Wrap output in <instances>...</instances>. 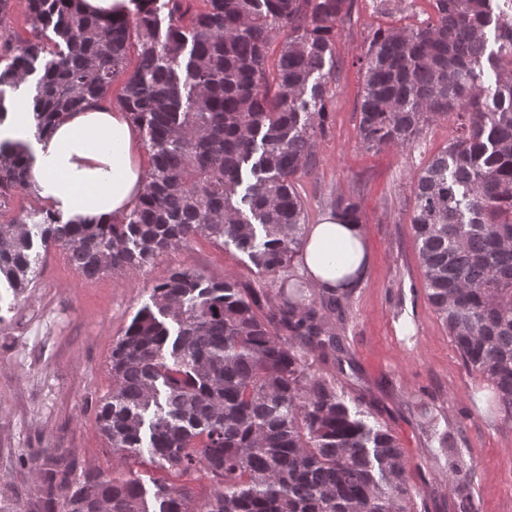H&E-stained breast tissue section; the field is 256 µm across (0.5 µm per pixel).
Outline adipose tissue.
<instances>
[{"instance_id":"1","label":"adipose tissue","mask_w":512,"mask_h":512,"mask_svg":"<svg viewBox=\"0 0 512 512\" xmlns=\"http://www.w3.org/2000/svg\"><path fill=\"white\" fill-rule=\"evenodd\" d=\"M32 151L31 191L64 219L119 220L145 192L138 130L126 112L95 105L71 112ZM301 254L305 278L331 290L362 287L371 264L362 225L333 212L310 225Z\"/></svg>"}]
</instances>
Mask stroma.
I'll return each instance as SVG.
<instances>
[{
	"instance_id": "35a3bbf8",
	"label": "stroma",
	"mask_w": 512,
	"mask_h": 512,
	"mask_svg": "<svg viewBox=\"0 0 512 512\" xmlns=\"http://www.w3.org/2000/svg\"><path fill=\"white\" fill-rule=\"evenodd\" d=\"M431 12L429 0H407L401 13L382 10L379 0H355L351 16L336 29L340 69L327 87L328 132L317 141L316 168L295 186L310 224L328 211L330 198H356L372 266L338 326L355 373L341 376L328 362L315 367L335 378L348 399L371 401L376 419L402 443L426 512H448L449 490L437 476L440 450L423 428L420 402L471 463L475 512H512V418L504 416L493 385L465 368L428 304L411 227L416 176L455 135L456 118L430 123L411 147L369 150L357 136V59L365 35L425 20ZM186 267L216 281H258L246 254L202 236L140 272L94 280L74 269L57 246L42 253L28 298L0 284V512H42L40 468L60 455L73 476L136 478L152 495L161 475L157 465L145 451L134 459L114 454L96 409L112 390L113 344L149 303L153 287Z\"/></svg>"
}]
</instances>
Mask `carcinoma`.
<instances>
[{"instance_id": "carcinoma-1", "label": "carcinoma", "mask_w": 512, "mask_h": 512, "mask_svg": "<svg viewBox=\"0 0 512 512\" xmlns=\"http://www.w3.org/2000/svg\"><path fill=\"white\" fill-rule=\"evenodd\" d=\"M131 2L124 16H88L76 0H27L32 37L0 24V124L16 109L7 87L29 84L40 138L73 110L112 103L122 77L119 106L151 155L146 191L117 223L0 211V280L16 297L35 283L36 237L45 250L65 248L86 279L140 271L198 235L233 243L262 278L301 248L295 182L327 132L338 69L326 62L354 0H166L164 32L156 0ZM432 7L418 25L364 38L358 137L368 149L406 147L427 124L460 118V135L417 176L411 226L429 304L512 418V0ZM32 163L23 143L0 139V207L29 190ZM332 206L361 222L354 199ZM348 298L299 280L270 290L173 271L113 347L112 393L97 419L112 452L146 447L184 483L155 479L150 508L137 479L70 482L57 464L41 476L47 512L60 490L69 512H417L399 439L313 370L335 356L344 373L332 319ZM439 444L453 512H474L471 468L448 432Z\"/></svg>"}]
</instances>
